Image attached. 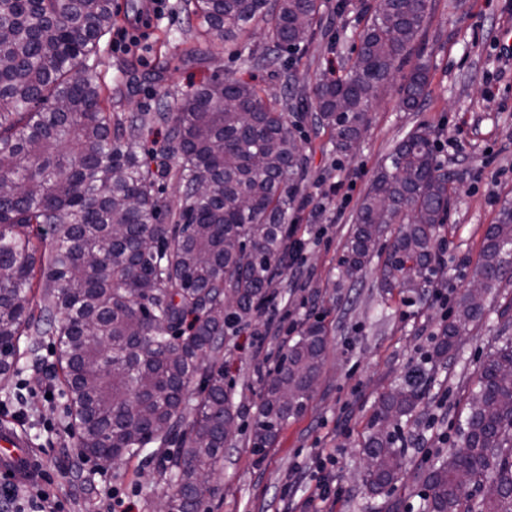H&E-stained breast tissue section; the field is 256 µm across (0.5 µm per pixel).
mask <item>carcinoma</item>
Wrapping results in <instances>:
<instances>
[{
  "instance_id": "carcinoma-1",
  "label": "carcinoma",
  "mask_w": 512,
  "mask_h": 512,
  "mask_svg": "<svg viewBox=\"0 0 512 512\" xmlns=\"http://www.w3.org/2000/svg\"><path fill=\"white\" fill-rule=\"evenodd\" d=\"M356 57L343 74L291 87V104L252 80H208L172 108L112 115V95L89 60L112 27L113 0H0V385L15 374L19 338L52 336L54 375L67 389L81 458L144 455L165 477V512H194L219 493L208 478L224 461L236 413L220 361L226 330L275 298V276L292 258L288 211L303 192L304 120L341 153L353 152L371 103L405 65L404 108L428 93L427 66L410 63L431 0H373ZM201 36L235 41L255 24L273 44L254 64L293 69L280 52L309 43L319 0H192ZM149 124L167 128L157 153L177 160L178 221L163 223L158 172L140 156ZM435 132L421 125L394 148L363 196L338 262L354 284L388 244L379 287L422 298L436 275L454 177L438 163ZM512 270V203L486 231L474 273L485 294ZM41 289L36 293L35 289ZM485 306L469 291L437 342L459 348ZM512 318L502 344L471 381L458 448L425 476L420 512H512ZM327 329L303 325L262 380L251 444L271 447L299 416L324 364ZM422 372L385 395L366 440L365 477L380 492L401 481L402 418L423 396ZM197 382L199 398L188 396ZM177 443L174 456L144 454Z\"/></svg>"
}]
</instances>
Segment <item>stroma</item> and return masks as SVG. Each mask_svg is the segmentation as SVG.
<instances>
[{
  "label": "stroma",
  "mask_w": 512,
  "mask_h": 512,
  "mask_svg": "<svg viewBox=\"0 0 512 512\" xmlns=\"http://www.w3.org/2000/svg\"><path fill=\"white\" fill-rule=\"evenodd\" d=\"M320 3L321 31L298 53L293 76L299 81L345 62L367 21L357 8L340 18L336 0ZM123 25L122 19L114 20L94 61L96 74L112 91L114 112L157 111L161 102H176L212 78H251L277 95L285 93V78L271 77L248 60L249 51L267 46L264 24L237 43L200 46L201 65L183 61L184 48L197 44L198 28L188 19L184 0H168L162 18L139 27V44L127 52L114 46ZM337 34L342 42L336 50L332 43ZM418 49L429 71L428 95L416 110H404L403 80L395 78L372 108L367 132L353 154L327 146L326 135L311 124L299 129L303 142L315 146L308 155L310 200L289 218L304 249L278 280V297L270 310L297 324L323 321L329 329L325 363L302 414L257 454L250 438L255 391L266 369L262 354L280 353L289 338L274 333L263 316L226 338V381L241 414L236 439L224 450V468L214 476L220 494L212 512H299L308 500L315 512H380L385 505L395 512H417L422 472L455 444L453 423L468 386L499 341L495 313L474 325L454 355L438 357L436 336L446 317L432 297L413 304L399 296L383 297L375 264L356 284H339L337 262L378 167L402 138L425 123L443 144L435 152L438 162L460 183L441 230L449 303L469 288L486 231L504 202H512V0H434ZM162 62L168 73L160 87L150 75ZM165 135L161 127L144 129L140 144L144 154L154 157L152 169L163 170L158 186L174 211L180 197L176 164L154 155ZM38 343L40 366L21 358L13 379L15 398L0 394V424L21 431L36 454L34 482L51 481L55 492L69 499L71 512H100L108 483L128 495L132 512H161L168 486L148 473L140 458L108 467L78 461L68 393L59 381L37 373L38 367L55 361L53 339L42 336ZM418 364L429 384L416 425L402 428L408 446L406 474L393 489L376 496L363 481L370 418L381 397ZM320 448L336 460L326 473L314 463Z\"/></svg>",
  "instance_id": "35a3bbf8"
}]
</instances>
